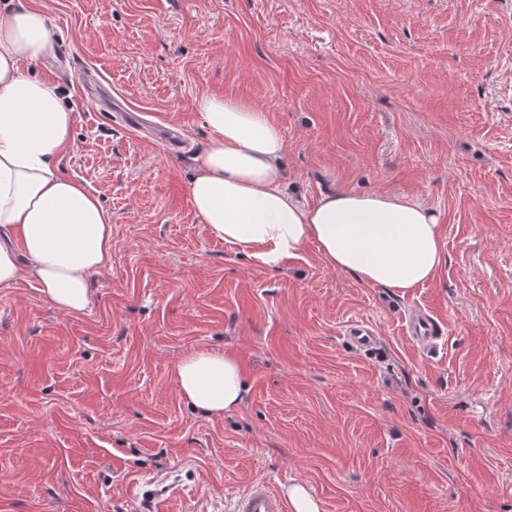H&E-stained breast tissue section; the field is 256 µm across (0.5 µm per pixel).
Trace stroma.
<instances>
[{
  "instance_id": "stroma-1",
  "label": "stroma",
  "mask_w": 512,
  "mask_h": 512,
  "mask_svg": "<svg viewBox=\"0 0 512 512\" xmlns=\"http://www.w3.org/2000/svg\"><path fill=\"white\" fill-rule=\"evenodd\" d=\"M78 114L63 169L112 216L86 311L0 287V512H231L252 481L323 512H512V0H39ZM259 106L287 190L404 193L445 265L400 293L212 239L190 202L197 101ZM445 337L421 353L405 312ZM370 323L372 350L346 326ZM233 354L249 391L196 412L179 359Z\"/></svg>"
}]
</instances>
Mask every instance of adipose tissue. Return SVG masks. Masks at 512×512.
<instances>
[{
    "instance_id": "adipose-tissue-1",
    "label": "adipose tissue",
    "mask_w": 512,
    "mask_h": 512,
    "mask_svg": "<svg viewBox=\"0 0 512 512\" xmlns=\"http://www.w3.org/2000/svg\"><path fill=\"white\" fill-rule=\"evenodd\" d=\"M53 52L45 14L0 0V287L25 276L67 314L90 305L89 277L112 259V218L81 178L62 172L75 115L50 80L24 73ZM211 137L196 157L191 205L207 233L280 267L315 244L334 270L401 292L433 281L445 262L438 213L398 193L334 190L311 206L284 186L285 142L253 104L202 96ZM175 381L202 414L218 418L243 403L249 386L231 354L194 351Z\"/></svg>"
}]
</instances>
